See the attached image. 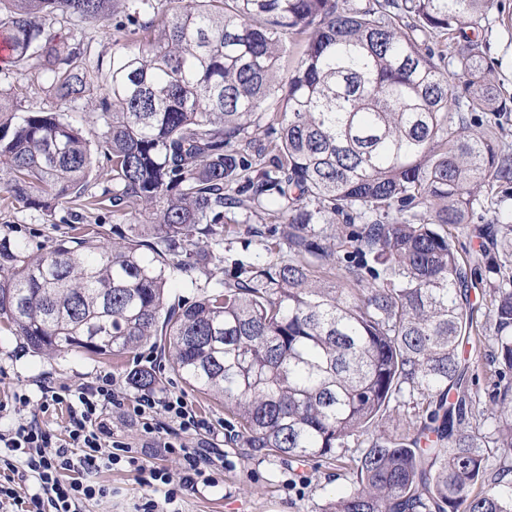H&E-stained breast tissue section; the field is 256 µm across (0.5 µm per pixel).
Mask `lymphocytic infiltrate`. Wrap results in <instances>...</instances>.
Segmentation results:
<instances>
[{"mask_svg": "<svg viewBox=\"0 0 512 512\" xmlns=\"http://www.w3.org/2000/svg\"><path fill=\"white\" fill-rule=\"evenodd\" d=\"M39 415L24 416L28 394L14 393L13 409L21 411L16 425L0 431V512H81L84 502L110 495L109 487L93 482L91 473L125 463L136 468L146 487L135 512H160V504H173L198 484L215 483L224 468V451L217 438L206 437L208 423L185 395L148 390L135 396L127 414L142 433L168 455L180 461L179 474L140 464L132 446L112 425V408L119 405L116 382L103 374L71 388L44 383ZM66 409L65 436H57L42 421V414ZM195 436L187 445L186 436ZM33 482L29 497H21L22 484ZM164 487L163 501L152 488Z\"/></svg>", "mask_w": 512, "mask_h": 512, "instance_id": "lymphocytic-infiltrate-1", "label": "lymphocytic infiltrate"}]
</instances>
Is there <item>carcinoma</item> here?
Masks as SVG:
<instances>
[{"instance_id":"1","label":"carcinoma","mask_w":512,"mask_h":512,"mask_svg":"<svg viewBox=\"0 0 512 512\" xmlns=\"http://www.w3.org/2000/svg\"><path fill=\"white\" fill-rule=\"evenodd\" d=\"M0 0L10 66L34 69L59 101L95 103L108 179L58 112L0 121L11 196L51 217L108 204L151 216V232L109 244L99 224L35 252L0 240V322L36 352L100 356L150 343L193 390L224 402L243 445L342 462L356 481L322 512H512V385L491 416L461 357L491 344L512 373V254L471 304L455 230L501 208L512 158L501 141L512 94L493 77L483 28L495 0ZM121 14L109 56L55 33L69 18ZM308 35L288 77L279 61ZM255 176L245 177L243 173ZM289 224L293 258L217 279L170 303L168 270L197 287L218 267L224 209ZM353 225L326 246L314 225ZM340 252L358 258L341 271ZM132 384L153 371L134 366ZM419 394L418 434L385 435L391 402ZM494 418L493 446L470 420Z\"/></svg>"}]
</instances>
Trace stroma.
Instances as JSON below:
<instances>
[{
	"mask_svg": "<svg viewBox=\"0 0 512 512\" xmlns=\"http://www.w3.org/2000/svg\"><path fill=\"white\" fill-rule=\"evenodd\" d=\"M486 37L490 42L489 57L494 73L512 89V29H505L494 20ZM0 94L12 97L22 112L61 113L64 119L78 126L91 143H98L101 137L102 122L94 104L86 100L70 106L60 104L49 83L37 75L20 77L0 63ZM68 221L67 206H59L53 216L47 217L16 201L0 185V239H9L34 252L65 236ZM219 251L224 256V277L233 280L240 266L262 263L270 257L287 259L288 227L270 217L250 219L245 211H236L235 221L228 224ZM135 365L156 372L158 390L185 393L214 432L226 434L224 471L217 483L202 484L185 492L175 504L177 512H320L337 490L350 487L354 478L351 467H328L315 460L299 461L244 447L242 440L233 435L237 422L223 404L207 401L189 390L160 349L147 346L112 357L96 356L80 349L38 353L22 337L0 324V402H9L13 392L21 390L32 400H39L40 385L49 378L76 387L104 373L112 374L124 397L130 398L135 396L136 390L127 372ZM112 420L125 442L136 448L140 462L177 469L175 458L147 447L138 426L120 410H113ZM98 479L108 485L112 493L84 503L83 512H134L144 489L133 468L120 464L100 472Z\"/></svg>",
	"mask_w": 512,
	"mask_h": 512,
	"instance_id": "35a3bbf8",
	"label": "stroma"
}]
</instances>
